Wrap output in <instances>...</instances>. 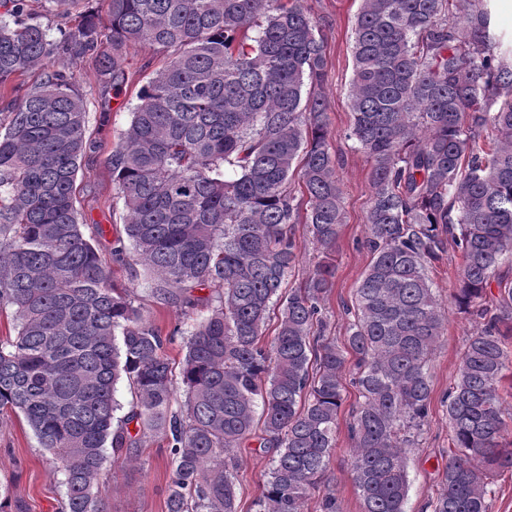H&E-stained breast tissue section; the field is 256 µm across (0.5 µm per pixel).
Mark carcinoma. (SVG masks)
I'll use <instances>...</instances> for the list:
<instances>
[{"instance_id":"obj_1","label":"carcinoma","mask_w":512,"mask_h":512,"mask_svg":"<svg viewBox=\"0 0 512 512\" xmlns=\"http://www.w3.org/2000/svg\"><path fill=\"white\" fill-rule=\"evenodd\" d=\"M488 2L361 0L345 138L371 163V259L340 341L326 314L344 224L326 21L302 0H0V95L40 71L0 111V309L16 321L0 338V413L23 416L53 455L64 512H106L95 488L107 449L134 462L146 436L169 448L167 512H238L235 452L252 438L272 454L256 512H304L348 384L362 512H405L407 450L448 322L429 272L451 245L462 259L451 301L479 327L448 390L455 452L429 507L490 512L491 476L512 469L499 392L512 284L498 274L512 259V47ZM72 16L48 39L43 20ZM138 44L167 61L108 158L125 233L109 261L81 230L76 181L96 144L87 93L60 58L118 87ZM298 224L321 260L285 295ZM130 248L164 305L189 319L207 310L184 331L179 405L166 339L112 281ZM122 378L136 402L119 416Z\"/></svg>"}]
</instances>
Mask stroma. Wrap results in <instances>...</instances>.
I'll return each mask as SVG.
<instances>
[{
    "instance_id": "obj_1",
    "label": "stroma",
    "mask_w": 512,
    "mask_h": 512,
    "mask_svg": "<svg viewBox=\"0 0 512 512\" xmlns=\"http://www.w3.org/2000/svg\"><path fill=\"white\" fill-rule=\"evenodd\" d=\"M360 4L361 0H305L311 14L330 21L324 30L325 92L331 144L342 157L338 175L343 189L345 225L336 248V285L328 307L339 336L344 334L347 322L343 306L351 302L353 290L370 260L359 244L364 236L365 214L372 195L369 164L362 154L352 150L350 141L345 138L352 123L348 90L354 27ZM164 63V54L152 46L130 47L124 62L129 78L118 92L102 88L99 76L87 71L83 62L73 64L91 100L89 127L98 145L96 152L83 161L78 173L80 222L84 235L105 255L110 253L114 240L124 233L121 213L115 208L116 191L107 160L121 133L129 126L130 108L137 101L139 88ZM112 273L115 282L128 287L144 315L162 332H171L180 324L181 314L153 297L149 275L142 273L134 279L128 270L117 265L113 266ZM447 317L446 330L430 362L429 417L418 446L407 455L406 512H431L428 503L451 447L446 395L456 377L464 344L476 330L469 316L459 313L455 307H448ZM349 448L348 428L343 425L337 431L336 446L330 452L331 487L340 512H362L361 500L350 475ZM237 457L238 499L243 512H251L261 493L270 455L254 438L238 449ZM170 477L168 448L156 438L147 437L142 441L139 463L112 464L107 478L98 486V496L107 512H166ZM0 482L10 488L11 499L5 512H59L65 497L51 455L40 447L25 419L16 414L0 415Z\"/></svg>"
}]
</instances>
